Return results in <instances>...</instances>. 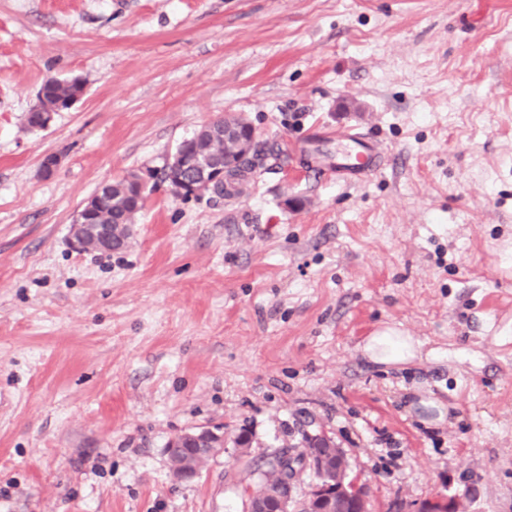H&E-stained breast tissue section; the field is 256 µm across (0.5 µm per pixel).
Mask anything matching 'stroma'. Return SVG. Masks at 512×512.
Instances as JSON below:
<instances>
[{"label":"stroma","mask_w":512,"mask_h":512,"mask_svg":"<svg viewBox=\"0 0 512 512\" xmlns=\"http://www.w3.org/2000/svg\"><path fill=\"white\" fill-rule=\"evenodd\" d=\"M51 76L85 91L36 131ZM227 114L257 131L241 193L174 196L162 167ZM336 128L385 168L318 174ZM131 171L127 244L75 247ZM386 324L420 359L365 357ZM216 425L225 453L174 480L169 441ZM317 434L372 512H512V0H0V512H246ZM412 405L416 409H419L418 415L423 416L420 421L425 424H438L444 419L443 405L434 399L420 396V399L416 403H410V406ZM463 499L465 496L454 495L448 496H437L435 499L426 502L420 512H463L466 511Z\"/></svg>","instance_id":"obj_1"}]
</instances>
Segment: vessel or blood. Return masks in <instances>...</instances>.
I'll list each match as a JSON object with an SVG mask.
<instances>
[{
	"label": "vessel or blood",
	"instance_id": "vessel-or-blood-1",
	"mask_svg": "<svg viewBox=\"0 0 512 512\" xmlns=\"http://www.w3.org/2000/svg\"><path fill=\"white\" fill-rule=\"evenodd\" d=\"M336 140L342 149L335 159L314 157V167L323 173L347 183L363 181L382 171L386 156L383 149L354 129L337 131Z\"/></svg>",
	"mask_w": 512,
	"mask_h": 512
}]
</instances>
